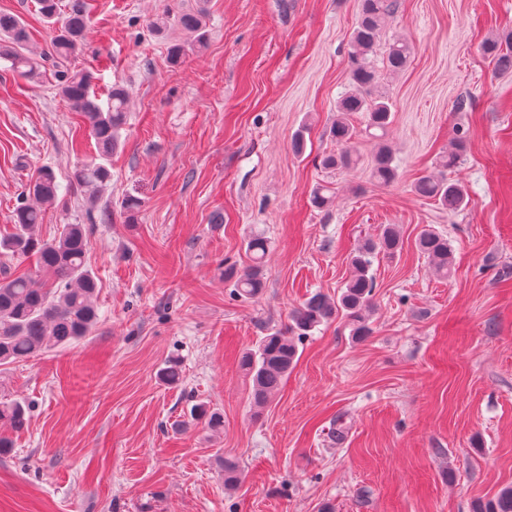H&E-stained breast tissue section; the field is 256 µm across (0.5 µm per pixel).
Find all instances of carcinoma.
<instances>
[{"instance_id":"1","label":"carcinoma","mask_w":512,"mask_h":512,"mask_svg":"<svg viewBox=\"0 0 512 512\" xmlns=\"http://www.w3.org/2000/svg\"><path fill=\"white\" fill-rule=\"evenodd\" d=\"M42 16L55 26L52 55L61 61L78 53L81 40L88 28L87 15L80 9L69 13L59 11L58 0H38ZM397 9V0H359L356 24L350 35L351 88L337 104V118L332 136L341 146L338 154H325L319 165L325 169H338L350 165L355 154V133L347 121L352 112H364L368 127L383 137L392 122V102L387 92L379 89L374 52L383 36L386 20ZM157 33L169 30L190 34L191 41L176 42L170 48L172 63L182 61L187 48L201 45L207 40L206 12L204 7L175 10L163 9L151 21ZM29 40L23 20L10 13H0V58L11 62L27 77L38 75L42 59L26 54ZM483 54L491 57L495 70L512 72V30L503 31L485 40ZM412 53L411 43L395 38L388 43L384 67L391 73L406 68ZM92 76L86 72L63 70L59 74L60 91L71 108L86 118L91 136L95 139L100 156L107 157L118 145L119 129L127 119V90L116 85L101 105L91 92ZM466 150L462 136H457L453 149L441 160V165L451 169L459 163ZM372 174L384 184L395 181L397 171L386 144H381L373 159ZM78 184L96 187L110 178L109 169L96 162H89L76 169ZM58 185L52 171L45 167L37 171L25 188V202L14 212V233L0 238V255L21 257L34 255L40 270L52 274L50 282L32 277L5 278L0 281V364L26 361L40 352L64 347L89 336L99 321L96 304L98 278L87 268L86 256L89 240L82 224H66L60 234L51 240L34 236V227L41 223L40 206L56 199ZM417 195L435 198L448 211L456 213L468 205L465 188L453 181L422 176L414 184ZM402 246L401 236L395 225L384 226L379 234L366 240L351 258L352 273L341 288L339 296L332 299L315 294L292 315L287 332L273 333L259 342L256 350L244 353L241 367L252 382L253 405L264 408L280 390L297 359V342L317 326L343 312L349 320L351 335L362 338L372 333L367 315L373 307L376 288L370 274V256L383 253L393 256ZM416 246L444 277L453 269V251L448 239L441 233L423 229ZM253 265L235 282L239 294L249 298L259 296L265 288L262 263L267 252V242L254 237L247 243ZM194 419L217 430L224 420L204 404L194 408ZM29 418V408L20 402H0V427L5 430L23 429ZM474 512H512V488L501 490L495 502L484 509L476 506Z\"/></svg>"}]
</instances>
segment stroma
<instances>
[{
  "instance_id": "obj_1",
  "label": "stroma",
  "mask_w": 512,
  "mask_h": 512,
  "mask_svg": "<svg viewBox=\"0 0 512 512\" xmlns=\"http://www.w3.org/2000/svg\"><path fill=\"white\" fill-rule=\"evenodd\" d=\"M168 2L59 0L89 18L68 68L91 72L99 97L115 84L130 96L96 189L72 179L98 150L59 93L58 64L26 78L0 58V237L51 167L58 195L36 234L84 225L100 283L92 335L0 366V400L30 407L0 455V512H473L512 487V74L480 51L512 29V0H399L387 33L413 52L379 73L394 105L388 185L371 176L361 112L349 117L357 163L318 164L337 149L358 0H206L207 42L176 66L149 25ZM0 12L50 52L37 0H0ZM459 129L468 147L451 176L469 203L451 214L412 185L439 174ZM322 186L332 201L318 208ZM386 224L403 248L373 260L371 336L353 338L341 316L319 325L255 412L242 354L312 295L339 294ZM428 225L452 246L449 278L416 247ZM251 237L268 243L266 286L245 298L234 282ZM172 360L176 387L158 378ZM199 403L223 416L221 432L191 420Z\"/></svg>"
}]
</instances>
